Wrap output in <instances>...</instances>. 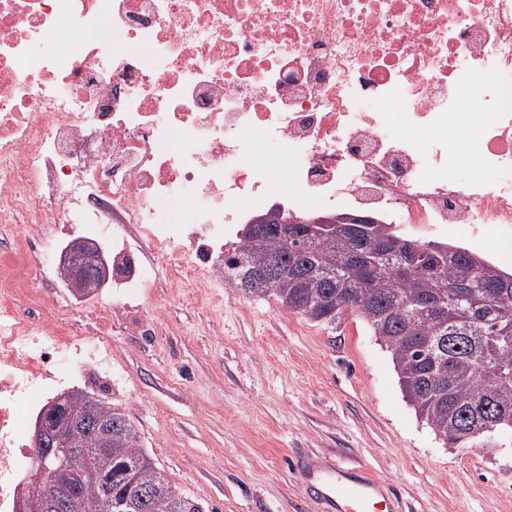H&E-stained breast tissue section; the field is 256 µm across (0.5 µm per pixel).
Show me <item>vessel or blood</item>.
I'll return each instance as SVG.
<instances>
[{
	"mask_svg": "<svg viewBox=\"0 0 512 512\" xmlns=\"http://www.w3.org/2000/svg\"><path fill=\"white\" fill-rule=\"evenodd\" d=\"M296 477L316 512H401L392 488L362 468L303 462Z\"/></svg>",
	"mask_w": 512,
	"mask_h": 512,
	"instance_id": "obj_1",
	"label": "vessel or blood"
}]
</instances>
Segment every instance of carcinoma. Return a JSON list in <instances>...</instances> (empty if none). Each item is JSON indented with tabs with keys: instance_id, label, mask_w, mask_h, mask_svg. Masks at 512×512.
Here are the masks:
<instances>
[{
	"instance_id": "obj_1",
	"label": "carcinoma",
	"mask_w": 512,
	"mask_h": 512,
	"mask_svg": "<svg viewBox=\"0 0 512 512\" xmlns=\"http://www.w3.org/2000/svg\"><path fill=\"white\" fill-rule=\"evenodd\" d=\"M408 241L390 224L333 228L314 237L240 233L224 251V280L249 297L273 295L312 321L361 319L391 354L401 390L449 444L497 448L512 432V273L467 249ZM406 266L403 276L397 267ZM52 438L84 450L83 478H68L78 512H203L158 472L129 416L79 391L60 396ZM112 472L110 493L91 477Z\"/></svg>"
}]
</instances>
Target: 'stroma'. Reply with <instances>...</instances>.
<instances>
[{
    "label": "stroma",
    "instance_id": "35a3bbf8",
    "mask_svg": "<svg viewBox=\"0 0 512 512\" xmlns=\"http://www.w3.org/2000/svg\"><path fill=\"white\" fill-rule=\"evenodd\" d=\"M512 271V246L465 224L428 231ZM153 279L131 313L100 317L70 300L75 330L111 319L107 353L50 396L83 391L119 406L158 471L204 512H314L297 459L360 467L388 483L403 512H512V436L499 447H449L401 392L390 353L354 317L332 328L224 280L182 288Z\"/></svg>",
    "mask_w": 512,
    "mask_h": 512
}]
</instances>
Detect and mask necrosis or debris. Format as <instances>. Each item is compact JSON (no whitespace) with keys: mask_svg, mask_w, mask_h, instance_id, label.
Masks as SVG:
<instances>
[{"mask_svg":"<svg viewBox=\"0 0 512 512\" xmlns=\"http://www.w3.org/2000/svg\"><path fill=\"white\" fill-rule=\"evenodd\" d=\"M452 113L488 177L438 137ZM277 204L512 236V0H0V512L49 363L102 344L32 317L62 239H111L130 301L223 276L226 225Z\"/></svg>","mask_w":512,"mask_h":512,"instance_id":"obj_1","label":"necrosis or debris"}]
</instances>
